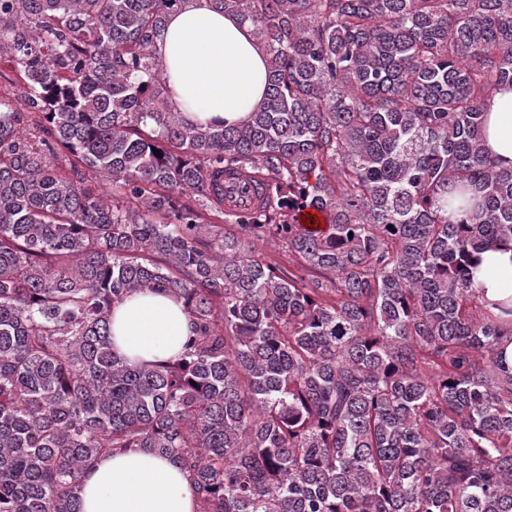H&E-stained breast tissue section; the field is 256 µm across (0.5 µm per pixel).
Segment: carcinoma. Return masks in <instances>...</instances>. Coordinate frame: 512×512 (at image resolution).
<instances>
[{
    "instance_id": "cac0c4a2",
    "label": "carcinoma",
    "mask_w": 512,
    "mask_h": 512,
    "mask_svg": "<svg viewBox=\"0 0 512 512\" xmlns=\"http://www.w3.org/2000/svg\"><path fill=\"white\" fill-rule=\"evenodd\" d=\"M184 4L0 0V512H81L128 452L184 470L196 512H512V320L470 271L512 241L483 143L512 0H212L267 91L207 128L157 48ZM145 291L183 303L175 360L113 351Z\"/></svg>"
}]
</instances>
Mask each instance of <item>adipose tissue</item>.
<instances>
[{"instance_id":"1","label":"adipose tissue","mask_w":512,"mask_h":512,"mask_svg":"<svg viewBox=\"0 0 512 512\" xmlns=\"http://www.w3.org/2000/svg\"><path fill=\"white\" fill-rule=\"evenodd\" d=\"M158 48L164 59L168 98L199 126L245 120L266 91L267 63L248 27L215 10L210 0H187L171 13ZM485 148L512 165V89L489 101ZM481 303L512 308V247L481 253L473 269ZM188 331L180 301L136 293L112 311L115 352L133 362L177 356ZM196 494L186 473L144 452L97 460L82 477V512H195Z\"/></svg>"}]
</instances>
